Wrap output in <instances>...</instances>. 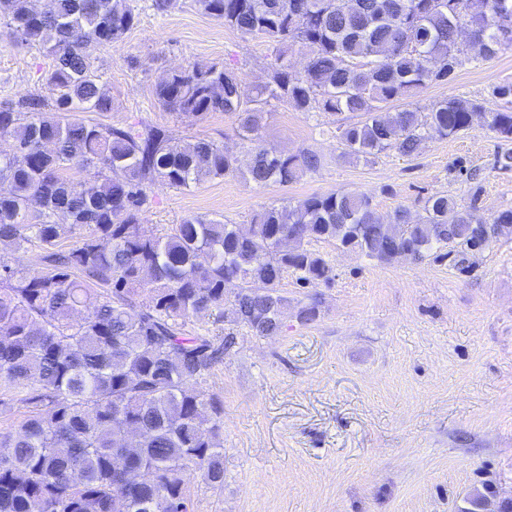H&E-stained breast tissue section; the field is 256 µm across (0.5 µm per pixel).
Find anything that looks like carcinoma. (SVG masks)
<instances>
[{
	"label": "carcinoma",
	"mask_w": 512,
	"mask_h": 512,
	"mask_svg": "<svg viewBox=\"0 0 512 512\" xmlns=\"http://www.w3.org/2000/svg\"><path fill=\"white\" fill-rule=\"evenodd\" d=\"M202 13L271 44L267 82L242 91L237 68L173 70L157 85L167 110L199 119L232 114L249 142L240 168L224 145L173 138L167 129L101 127L81 112H109L90 44L118 43L138 14L127 0H0V21L52 58L48 99L0 105V243L41 249L30 267L0 258V413L16 396L28 416L0 431V512H189L195 474L224 485V408L197 387L236 337L186 329L212 316L257 337L282 328L292 272L331 283L334 266L308 248L334 242L390 264L447 257L449 242L488 246V227L512 226V208L492 218L475 205L434 195L414 220L397 209L380 221L364 193L313 195L272 205L250 228L190 216L158 236L139 214L160 184L186 190L242 174L257 186L287 185L316 172L314 152H277L261 135L270 101L298 112H356L336 128L341 156L369 161L387 150L411 156L422 142L484 124L512 141V109L450 95L420 112L393 103L432 82L448 83L478 48L484 61L512 49L500 24L512 0H194ZM305 66L288 60L293 47ZM97 168L99 184L73 168ZM70 248L60 243L72 237ZM237 280L229 308L228 284Z\"/></svg>",
	"instance_id": "1"
}]
</instances>
